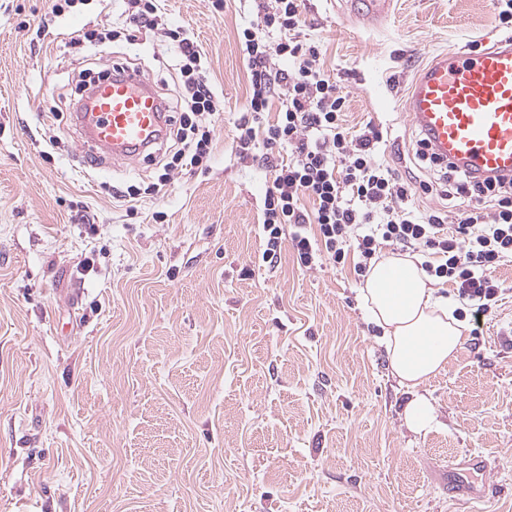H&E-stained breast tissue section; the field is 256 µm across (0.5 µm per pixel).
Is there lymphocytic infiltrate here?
Wrapping results in <instances>:
<instances>
[{
	"instance_id": "f902f5d3",
	"label": "lymphocytic infiltrate",
	"mask_w": 512,
	"mask_h": 512,
	"mask_svg": "<svg viewBox=\"0 0 512 512\" xmlns=\"http://www.w3.org/2000/svg\"><path fill=\"white\" fill-rule=\"evenodd\" d=\"M298 0H263L238 40L250 70V94L230 156L273 175L263 196L262 262L276 264L290 238L298 267L344 264L366 276L381 247L421 256V269L451 284L475 323L503 293L496 270L512 261V180L478 182L446 167L459 197L451 211L409 204L412 183L381 160L384 134L373 123L353 131L347 98L322 62V47L298 37ZM172 66L182 78L171 117L166 169L207 168L221 100L190 32L168 30ZM281 101L276 120L267 114ZM489 199L491 211L479 207Z\"/></svg>"
}]
</instances>
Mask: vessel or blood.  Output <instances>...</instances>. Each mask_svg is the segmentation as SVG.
<instances>
[{"label": "vessel or blood", "instance_id": "1", "mask_svg": "<svg viewBox=\"0 0 512 512\" xmlns=\"http://www.w3.org/2000/svg\"><path fill=\"white\" fill-rule=\"evenodd\" d=\"M392 0H349L367 19L384 16ZM407 114L430 153L478 179L512 178V38L480 51H447L430 60L408 89ZM168 114L152 83L131 68L87 93L78 123L91 148L133 161L163 141ZM482 455L448 466V492L479 501L488 490L471 483L487 471Z\"/></svg>", "mask_w": 512, "mask_h": 512}]
</instances>
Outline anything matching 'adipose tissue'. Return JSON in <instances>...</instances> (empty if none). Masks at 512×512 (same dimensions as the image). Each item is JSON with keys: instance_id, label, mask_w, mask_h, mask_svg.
Returning a JSON list of instances; mask_svg holds the SVG:
<instances>
[{"instance_id": "1", "label": "adipose tissue", "mask_w": 512, "mask_h": 512, "mask_svg": "<svg viewBox=\"0 0 512 512\" xmlns=\"http://www.w3.org/2000/svg\"><path fill=\"white\" fill-rule=\"evenodd\" d=\"M360 298L370 320L383 330L391 375L409 395L406 426L416 433L429 431L436 414L421 388L455 358L467 332L465 321L454 316L433 281L407 257L382 255L371 266Z\"/></svg>"}]
</instances>
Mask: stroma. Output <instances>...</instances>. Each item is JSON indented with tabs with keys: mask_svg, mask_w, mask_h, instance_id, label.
<instances>
[{
	"mask_svg": "<svg viewBox=\"0 0 512 512\" xmlns=\"http://www.w3.org/2000/svg\"><path fill=\"white\" fill-rule=\"evenodd\" d=\"M123 9L79 0L56 25L105 32ZM47 10L0 0V512H512V262L480 333L422 388L435 426L410 431L352 265L299 268L287 240L277 266L259 259L272 176L227 151L250 92L237 31L253 0H164L223 99L204 171L87 162L65 104L80 72L124 63L171 99L167 39L131 23L94 50L52 42ZM300 11L348 127L380 124L384 161L433 181L408 88L436 53L512 36L497 0H394L375 31L343 0ZM163 175L161 195H119ZM471 452L491 489L466 504L446 480Z\"/></svg>",
	"mask_w": 512,
	"mask_h": 512,
	"instance_id": "obj_1",
	"label": "stroma"
}]
</instances>
